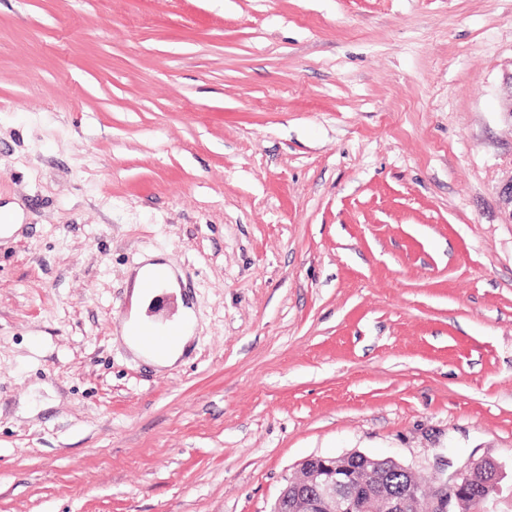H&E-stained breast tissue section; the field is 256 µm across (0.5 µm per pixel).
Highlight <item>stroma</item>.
I'll list each match as a JSON object with an SVG mask.
<instances>
[{"label":"stroma","instance_id":"35a3bbf8","mask_svg":"<svg viewBox=\"0 0 512 512\" xmlns=\"http://www.w3.org/2000/svg\"><path fill=\"white\" fill-rule=\"evenodd\" d=\"M511 76L512 0H0V512H271L352 451L512 485ZM156 256L143 259L144 264L139 267L133 277V290L130 298L129 321L124 327V341L128 349L139 358L151 362L160 368H169L176 364L185 352L186 346L193 338L195 315L192 307H183L180 319L172 324L181 328L180 335L177 339L164 342L156 349L148 351L141 348L133 341L132 335L136 332L139 322L142 319V311L149 302L153 294H147L140 288V280L142 275L149 270H156L164 274L170 284L169 288H179L175 271L172 267L159 260H155Z\"/></svg>","mask_w":512,"mask_h":512}]
</instances>
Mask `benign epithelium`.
Here are the masks:
<instances>
[{
	"label": "benign epithelium",
	"mask_w": 512,
	"mask_h": 512,
	"mask_svg": "<svg viewBox=\"0 0 512 512\" xmlns=\"http://www.w3.org/2000/svg\"><path fill=\"white\" fill-rule=\"evenodd\" d=\"M505 476L502 462L470 459L442 484L444 491L431 496L415 471L392 457L312 455L287 481L272 512H406L412 504L414 512H457L464 500L482 506L501 495Z\"/></svg>",
	"instance_id": "1"
}]
</instances>
